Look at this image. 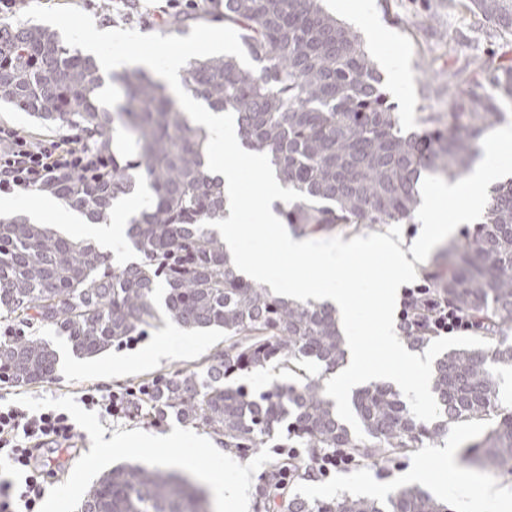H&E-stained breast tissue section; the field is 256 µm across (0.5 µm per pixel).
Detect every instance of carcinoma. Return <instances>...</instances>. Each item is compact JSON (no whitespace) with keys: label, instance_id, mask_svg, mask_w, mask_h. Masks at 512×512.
Instances as JSON below:
<instances>
[{"label":"carcinoma","instance_id":"obj_1","mask_svg":"<svg viewBox=\"0 0 512 512\" xmlns=\"http://www.w3.org/2000/svg\"><path fill=\"white\" fill-rule=\"evenodd\" d=\"M322 0H204L167 17L181 32L201 21L234 28L248 68L231 56L194 58L184 87L215 110L233 114L243 145L270 159L282 187L305 199L280 209L299 234L340 224H411L423 173L458 180L478 153V141L512 106V64L485 59L448 72L442 104L423 108L422 130L402 131L382 75L350 27ZM459 12L480 16L512 37V0H458ZM125 105L98 109L103 86L95 58L81 55L38 26L0 25V102L60 130H78L106 157L88 179L59 175L38 188L109 219L113 204L147 188L146 205L129 220L127 241L139 259L114 268L94 246L26 218H0V318L13 330L0 336V381L29 385L53 378L58 352L26 333L36 323L66 336L74 355L93 358L144 336L166 317L186 331L224 330V350L205 372L179 369L147 386L133 416L168 415L202 429L245 456L281 436L283 448H305L311 463L284 456L259 488L260 502L279 512H455L417 487H399L383 501L342 495L313 501L288 495V482L311 477L313 462L336 451L360 465L397 461L454 424L481 428L462 460L484 469H512V409L501 407L500 371L512 368V180L492 188L483 221L444 250L446 265L428 286L476 321L484 349L456 348L434 366L431 390L440 416L417 419L393 385L357 389L351 406L364 434L336 413L324 376L343 363L345 340L336 309L279 297L244 280L224 240L204 223L224 213V184L204 165L207 135L164 87L136 69L116 78ZM121 122L136 153L111 151ZM318 362L310 376L301 364ZM276 364L294 378H273L258 394L226 379L262 374ZM80 512H209L205 492L188 477L159 466H130L103 475Z\"/></svg>","mask_w":512,"mask_h":512}]
</instances>
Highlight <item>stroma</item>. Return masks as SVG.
Listing matches in <instances>:
<instances>
[{
  "label": "stroma",
  "instance_id": "obj_1",
  "mask_svg": "<svg viewBox=\"0 0 512 512\" xmlns=\"http://www.w3.org/2000/svg\"><path fill=\"white\" fill-rule=\"evenodd\" d=\"M45 6L73 5L92 16L100 30L132 29L143 34H161L165 28L157 16V0H139L140 8L129 14L122 0H21V8L33 2ZM327 9L342 21H349L358 8H365L368 24L359 26L368 54L383 77L389 100L405 131L418 130L419 108L425 105V84L433 79L446 81L451 69L492 57L512 62V38L486 37L474 29L471 20L462 18L449 0H325ZM458 33L452 49L442 48L439 34L444 30ZM8 214L23 215L31 210L42 213V222L61 234L79 239L80 225L68 223V204L60 199L39 195L37 191L8 194ZM169 321L149 329L146 336L112 347L94 358L72 354L65 336L55 327L35 324L34 334L57 349L60 362L53 379L29 386L0 382V405L23 404L31 409L60 408L69 411L80 426L74 459L57 475L48 478L44 505L47 512H78L93 483L108 470L119 465L157 464L198 475L207 491L214 512H277L274 505L259 507L260 477L277 457L273 446L259 449L248 458L226 454L211 435L179 425L175 417L151 423L129 419L102 420L80 401L85 388L95 386L105 391H134L159 377L179 369H194L207 357L222 349L224 333L220 330L192 332L193 345L169 358H158L154 349L164 334L172 330ZM180 429L185 445L162 448L157 435ZM132 433L137 444L113 442V435ZM476 426L464 424L449 428L447 437L438 443H425L400 461L385 468L341 467L329 474L291 481L289 495L306 499L352 497L385 499L394 489L407 485L406 475L421 468L418 487L433 497L449 501L456 512H512V475L466 465L462 459L465 445L478 434ZM451 449L453 466H445L435 454V447ZM221 468L225 485L236 482L240 469H248L252 480L245 507L215 494L213 468Z\"/></svg>",
  "mask_w": 512,
  "mask_h": 512
}]
</instances>
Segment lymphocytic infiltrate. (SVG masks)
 Instances as JSON below:
<instances>
[{
	"mask_svg": "<svg viewBox=\"0 0 512 512\" xmlns=\"http://www.w3.org/2000/svg\"><path fill=\"white\" fill-rule=\"evenodd\" d=\"M99 166V156L78 139L35 141L14 128L0 126V192L28 191L60 174L89 177ZM400 323L404 331L428 329L437 336L473 327L466 315L424 286L404 289ZM137 398L134 391L103 394L90 387L80 400L99 417L112 418L129 416ZM77 434V423L68 412L0 408V457L20 476L16 483L0 481V512H41L45 478L59 464L50 451L73 447Z\"/></svg>",
	"mask_w": 512,
	"mask_h": 512,
	"instance_id": "obj_1",
	"label": "lymphocytic infiltrate"
}]
</instances>
